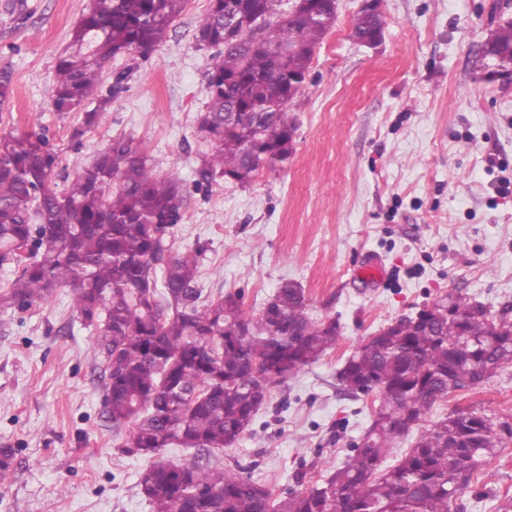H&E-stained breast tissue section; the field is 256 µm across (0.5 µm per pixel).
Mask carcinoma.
Wrapping results in <instances>:
<instances>
[{
	"label": "carcinoma",
	"instance_id": "carcinoma-1",
	"mask_svg": "<svg viewBox=\"0 0 512 512\" xmlns=\"http://www.w3.org/2000/svg\"><path fill=\"white\" fill-rule=\"evenodd\" d=\"M186 0H91L59 55L51 99L55 111L84 112L73 136L96 125L99 110L123 90L118 74L100 90L106 62L147 57ZM237 23L224 35V0H210L196 42L215 50L205 72V111L198 133L195 191L221 181L249 184L265 168L288 162L295 119L288 104L302 90L314 50L336 22L272 21L277 0H238ZM267 18L260 29L259 17ZM379 14L356 19L353 35L382 30ZM291 47L283 55L279 49ZM512 57V16L499 15L482 59ZM58 155L42 137L0 138V266L13 267L0 307L24 309L59 288L95 331L104 361L105 408L112 428L128 426L145 453L177 446L230 448L248 431L270 390L336 347V320L315 321L300 286L284 281L259 313L238 293L204 296L198 285L203 248L172 254L174 227L187 194L177 175L132 138H116L65 191L52 187ZM162 269L163 279L156 271ZM509 309L448 294L362 341L338 374L343 389L376 395L364 442L327 477L277 502L241 474L201 464L156 461L140 475L153 512H449L485 458L512 440V421L454 411L422 426L434 404L473 387L512 362ZM420 433L394 464L399 439Z\"/></svg>",
	"mask_w": 512,
	"mask_h": 512
}]
</instances>
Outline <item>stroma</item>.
I'll return each instance as SVG.
<instances>
[{"label":"stroma","mask_w":512,"mask_h":512,"mask_svg":"<svg viewBox=\"0 0 512 512\" xmlns=\"http://www.w3.org/2000/svg\"><path fill=\"white\" fill-rule=\"evenodd\" d=\"M0 0V69L12 93L0 137L47 134L59 163L56 190L90 169L113 139L134 138L192 187L208 149L197 132L211 51L194 35L209 0L185 6L149 58H112L104 85L125 89L81 139L82 112H55L56 60L90 0H25V16ZM497 0H380L381 43L353 36L362 0H337L335 25L314 51L288 110L296 120L287 164L245 186L225 181L191 196L173 250L205 252V293H241L260 311L281 282L303 288L316 320L336 319L339 344L273 388L233 447L147 454L113 431L104 405V363L68 289L30 309L0 308V512H152L140 473L162 459H207L251 475L281 501L342 465L374 415L373 395L340 390L353 348L379 328L450 293L512 305V83L478 79V51L495 29ZM380 260L377 285L356 269ZM456 409L512 416V363L479 385L437 401V421ZM450 512H512V443L483 462Z\"/></svg>","instance_id":"stroma-1"}]
</instances>
